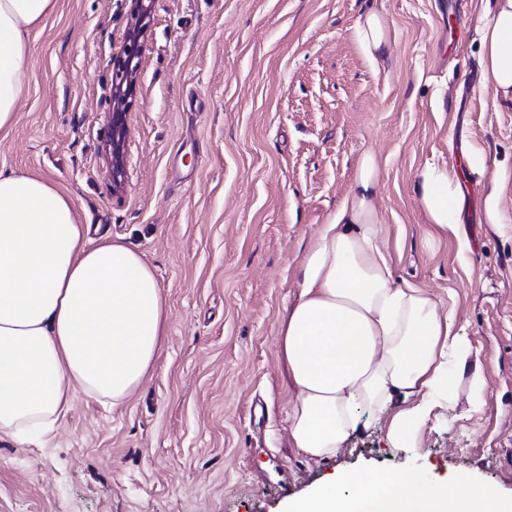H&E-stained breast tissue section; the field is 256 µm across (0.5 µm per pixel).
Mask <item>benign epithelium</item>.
I'll return each mask as SVG.
<instances>
[{
    "mask_svg": "<svg viewBox=\"0 0 512 512\" xmlns=\"http://www.w3.org/2000/svg\"><path fill=\"white\" fill-rule=\"evenodd\" d=\"M150 15L151 4L146 0H132L131 22L123 45L119 53L112 57V143L108 144L107 157L112 169V180L117 187L123 184L127 117L133 102Z\"/></svg>",
    "mask_w": 512,
    "mask_h": 512,
    "instance_id": "1",
    "label": "benign epithelium"
}]
</instances>
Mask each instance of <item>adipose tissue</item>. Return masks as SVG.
<instances>
[{
	"label": "adipose tissue",
	"instance_id": "1",
	"mask_svg": "<svg viewBox=\"0 0 512 512\" xmlns=\"http://www.w3.org/2000/svg\"><path fill=\"white\" fill-rule=\"evenodd\" d=\"M56 0H0V130L34 79L29 37ZM372 60L391 56L375 11L357 24ZM481 64L512 99V0H493L480 28ZM381 160L363 154L353 186L301 263L296 301L280 322L279 361L291 397L288 442L315 460L336 456L366 420L390 414L388 447L404 448L438 407L451 377L469 373L483 411V375L464 327L415 284L395 285L375 204ZM432 235L462 222L463 191L447 166L415 175ZM168 310L151 266L123 239L93 238L74 201L45 177L0 168V437L52 433L75 393L123 405L164 347ZM292 512H512V501L459 479L364 471L324 484Z\"/></svg>",
	"mask_w": 512,
	"mask_h": 512
}]
</instances>
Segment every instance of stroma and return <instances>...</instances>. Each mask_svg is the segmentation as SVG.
Wrapping results in <instances>:
<instances>
[{
    "mask_svg": "<svg viewBox=\"0 0 512 512\" xmlns=\"http://www.w3.org/2000/svg\"><path fill=\"white\" fill-rule=\"evenodd\" d=\"M130 7L56 0L31 35L35 80L0 131V166L49 177L80 223L143 256L167 301L164 348L125 405L79 393L48 439L1 438L0 512H288L369 470L511 500L512 101L479 67L487 0H153L118 187L104 148ZM368 10L391 26L390 60L358 42ZM368 149L385 163L394 280L465 325L485 408L471 411L458 376L409 447H388L390 415L373 412L315 461L288 445L279 322ZM428 161L466 193L462 224L435 245L413 191ZM493 189L502 224L485 221Z\"/></svg>",
    "mask_w": 512,
    "mask_h": 512,
    "instance_id": "stroma-1",
    "label": "stroma"
}]
</instances>
